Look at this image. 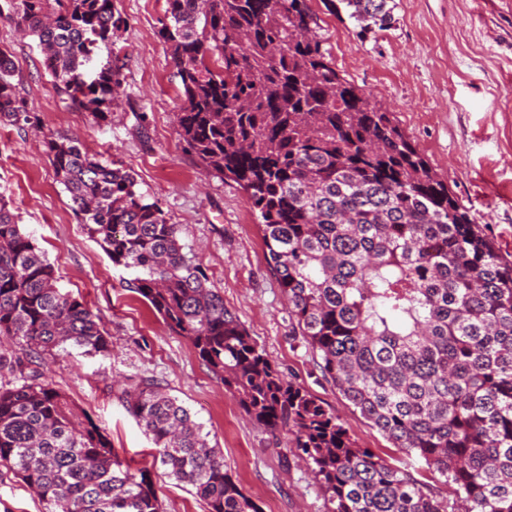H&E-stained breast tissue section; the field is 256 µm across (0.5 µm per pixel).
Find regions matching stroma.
<instances>
[{
	"mask_svg": "<svg viewBox=\"0 0 512 512\" xmlns=\"http://www.w3.org/2000/svg\"><path fill=\"white\" fill-rule=\"evenodd\" d=\"M115 5L126 20L112 46L125 61V84L104 120L62 100L35 41L0 17V48L11 52L17 90L40 121L36 127L0 123V196L46 254L60 287L100 315L112 340L108 356L72 348L35 367L79 414L106 429L120 458L148 469L166 512L207 507L191 487L154 463L151 441L126 411L121 390L142 377L163 381L190 410L262 512H327L313 473L294 454L291 435L270 433L248 418L189 340L169 331L128 290V272L114 267L89 236L55 180L43 147L49 136L79 141L89 153L122 162L168 222L179 225L210 286L221 291L225 307L284 378L335 413L358 446L392 466L407 464L402 452L349 408L295 339L249 197L205 174L184 152L174 117L178 82L158 36L166 0ZM312 7L338 74L392 112L501 253L512 255V0H396L392 25L366 37L330 15L321 0H312ZM0 512H46V505L0 466Z\"/></svg>",
	"mask_w": 512,
	"mask_h": 512,
	"instance_id": "stroma-1",
	"label": "stroma"
}]
</instances>
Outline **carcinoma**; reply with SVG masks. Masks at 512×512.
Listing matches in <instances>:
<instances>
[{
    "mask_svg": "<svg viewBox=\"0 0 512 512\" xmlns=\"http://www.w3.org/2000/svg\"><path fill=\"white\" fill-rule=\"evenodd\" d=\"M395 0H327L362 37L391 24ZM158 31L179 80L183 149L249 196L288 301L294 335L323 376L393 445L438 471L452 498L359 448L339 418L285 380L207 286L179 227L133 175L47 137L45 152L74 213L127 287L237 393L245 413L293 436L327 512H512V261L430 168L391 113L339 76L311 0H166ZM38 40L55 88L104 118L124 66L96 67L90 32L112 47L125 19L114 0H4ZM0 49V120L31 124ZM0 466L47 512H165L146 469L116 455L107 431L78 422L34 360L56 350L101 356L100 318L58 286L45 255L0 202ZM126 409L168 476L208 512H262L201 424L160 381L142 377Z\"/></svg>",
    "mask_w": 512,
    "mask_h": 512,
    "instance_id": "carcinoma-1",
    "label": "carcinoma"
}]
</instances>
